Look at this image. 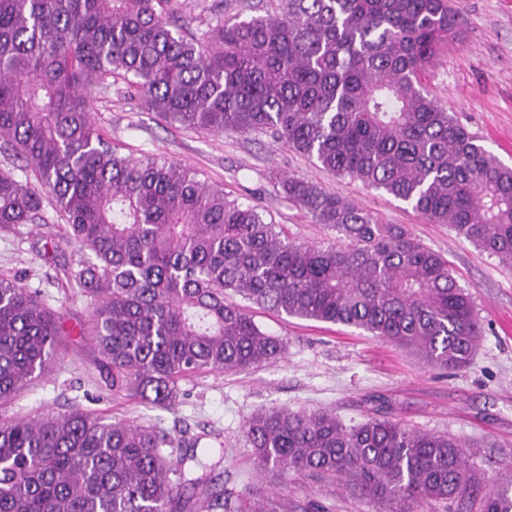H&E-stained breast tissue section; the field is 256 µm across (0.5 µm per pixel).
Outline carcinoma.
Returning a JSON list of instances; mask_svg holds the SVG:
<instances>
[{
  "instance_id": "carcinoma-1",
  "label": "carcinoma",
  "mask_w": 512,
  "mask_h": 512,
  "mask_svg": "<svg viewBox=\"0 0 512 512\" xmlns=\"http://www.w3.org/2000/svg\"><path fill=\"white\" fill-rule=\"evenodd\" d=\"M173 0H0V230L46 221L42 192L80 253L67 271L112 393L166 408L200 371L284 358L236 295L289 317L361 329L437 368H467L482 336L448 260L400 224L294 176L276 193L336 232L300 243L197 171L119 153L91 121L120 78L162 120L222 135L268 132L340 177L382 189L433 224L512 263V169L429 96L422 75L458 36L448 0H278L265 15L169 23ZM62 314L0 276V407L44 377ZM261 471L332 479L418 512L468 499L512 512V481L484 494L463 444L387 417L347 425L327 410L251 415ZM198 440L80 405L0 418V512H322L274 490H214Z\"/></svg>"
}]
</instances>
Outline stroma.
I'll return each instance as SVG.
<instances>
[{"mask_svg":"<svg viewBox=\"0 0 512 512\" xmlns=\"http://www.w3.org/2000/svg\"><path fill=\"white\" fill-rule=\"evenodd\" d=\"M459 36L426 71L430 95L454 115L500 162L512 167V0H449ZM269 0H174L175 24L205 30L215 16L261 15ZM94 122L121 153L157 155L195 168L202 180L223 187L229 198L257 206L292 238L328 243L334 234L314 223L303 208L273 189V175L306 179L369 212L381 224L403 225L448 259L458 284L469 293L484 324L472 365L447 371L424 365L362 330L280 315L250 306L254 321L283 339L286 355L277 363L242 373L205 372L186 378L169 408H149L113 396L107 373L79 330L90 311L66 277L79 255L64 242L65 224L52 198H44V224L0 231V275H18L58 308L68 332L59 360L24 390L9 411L37 415L80 404L105 420H138L181 438L190 433L207 448V463L224 474V486H276L293 501L314 499L331 512H381L351 490L288 473L258 474L243 436L257 410L327 409L345 423L381 413L409 428L448 433L466 444L469 469L487 482L512 479V264L476 248L448 225L429 223L411 206L382 190L318 168L312 159L265 134L213 136L161 122L124 81L113 82L90 105ZM62 242L55 259L44 243Z\"/></svg>","mask_w":512,"mask_h":512,"instance_id":"obj_1","label":"stroma"}]
</instances>
